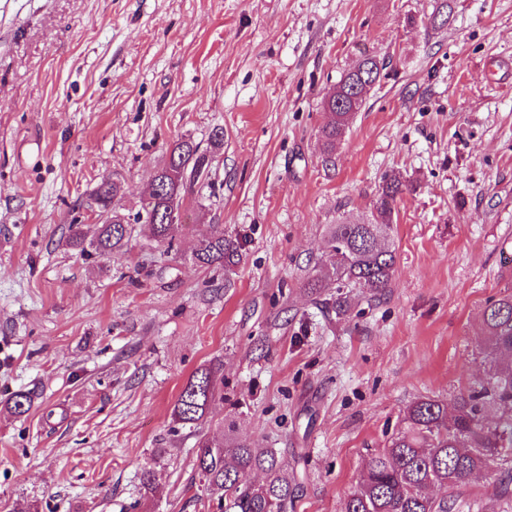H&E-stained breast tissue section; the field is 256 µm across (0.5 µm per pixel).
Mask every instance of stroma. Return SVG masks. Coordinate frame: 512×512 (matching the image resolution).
I'll use <instances>...</instances> for the list:
<instances>
[{
	"label": "stroma",
	"mask_w": 512,
	"mask_h": 512,
	"mask_svg": "<svg viewBox=\"0 0 512 512\" xmlns=\"http://www.w3.org/2000/svg\"><path fill=\"white\" fill-rule=\"evenodd\" d=\"M438 2L0 0V512H218L195 448L230 425L300 455L294 512H341L406 405L485 379L481 313L512 288V0H448L442 27ZM366 55L387 76L323 158V101ZM216 128V194L175 252L144 224L121 257L67 246L103 178L136 214L169 146ZM388 175L394 277L337 318L303 284ZM214 224L241 242L229 288L191 260ZM215 360L223 400L181 427ZM217 398H224L221 363L203 366L189 377L174 405L173 418L182 426H200Z\"/></svg>",
	"instance_id": "obj_1"
}]
</instances>
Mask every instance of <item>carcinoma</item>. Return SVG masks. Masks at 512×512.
Segmentation results:
<instances>
[{
  "instance_id": "carcinoma-1",
  "label": "carcinoma",
  "mask_w": 512,
  "mask_h": 512,
  "mask_svg": "<svg viewBox=\"0 0 512 512\" xmlns=\"http://www.w3.org/2000/svg\"><path fill=\"white\" fill-rule=\"evenodd\" d=\"M387 64L366 56L358 69L344 72L328 94L332 120L319 131L323 153L331 155L353 115L365 102L367 87L384 77ZM224 136L209 137L202 150L190 138L175 141L156 176L159 191L145 203V223L152 238L171 251L184 224L166 221L190 195L210 188L209 172ZM404 184L397 176L385 178L373 203L372 221L358 224L347 218L329 225L326 246L333 263L305 291L321 296L324 283L336 285V315H344L354 295L371 300L387 292L396 271L397 252L390 241L394 203ZM123 192L119 179H104L95 190L100 219L91 240L74 220L67 244L86 257L114 258L124 253L129 221L114 205ZM238 239L213 224L201 237L192 260L203 268L224 269V287L240 261ZM481 331L485 336L488 377L470 386L448 403L421 396L403 411L402 426L387 444L369 458L356 489L344 499L343 512H460L469 480L493 467L512 473V292L486 302ZM35 392L17 391L6 407L22 416L31 409ZM224 398L223 364L197 369L183 386L173 408L182 425L204 423L216 399ZM201 490L224 512H291L301 491L296 468L288 456L271 448H256L245 437L229 431L220 440L203 439L195 457ZM261 472V483L250 475ZM492 501L499 512L512 509V476L494 485Z\"/></svg>"
}]
</instances>
